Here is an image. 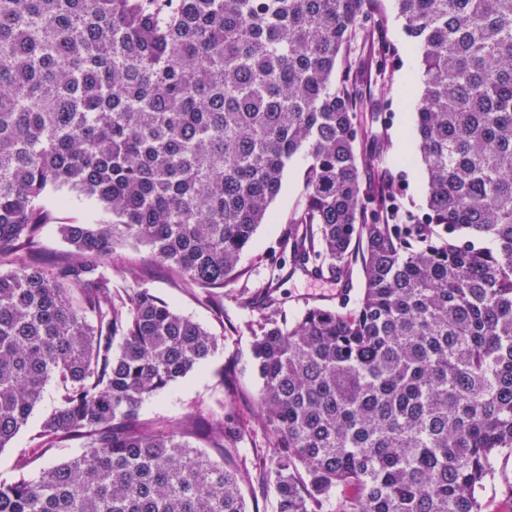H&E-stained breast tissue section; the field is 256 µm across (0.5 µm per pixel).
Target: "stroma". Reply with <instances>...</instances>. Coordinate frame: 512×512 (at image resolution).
<instances>
[{
  "instance_id": "1",
  "label": "stroma",
  "mask_w": 512,
  "mask_h": 512,
  "mask_svg": "<svg viewBox=\"0 0 512 512\" xmlns=\"http://www.w3.org/2000/svg\"><path fill=\"white\" fill-rule=\"evenodd\" d=\"M381 7V19H368L353 29L338 67L351 69L362 92L357 107L362 138L356 145L357 154L364 159L362 179L371 183L386 176L397 182L399 213L405 223L414 224L426 211V173L419 161L415 113L409 107L420 92L419 83L411 79L419 69L418 56L410 48L394 0H381ZM305 169L306 162L299 156L286 165L281 190L270 207L269 222L258 227L240 256L243 275L220 290L218 303L206 301L203 289L181 280L156 261L148 247L133 240H116L108 264L113 282L150 289L178 314L217 337L219 347L205 364L146 399L139 408V418L148 423L161 421L171 428L180 427L198 410L239 420L246 433L232 451V462L246 475L240 489L249 512H274V499L259 474L266 455V439L259 424L262 381L252 357L253 338L242 328L243 322L255 318L256 313L245 307L243 300L263 288L273 270L285 260L279 239L305 205ZM42 204L55 221L44 228L35 250L39 256H71L73 249L60 236L58 225L112 221L111 211L98 200L65 187L48 190ZM363 288L361 262L356 259L348 281L312 277L300 271L286 273L275 296L280 310L294 319L315 304L333 306L344 299L356 300ZM229 368L234 369L235 377L228 387L224 372ZM56 404V384L50 381L27 423L0 449V482L37 477L44 468L81 453L78 440L46 452L38 448L42 422Z\"/></svg>"
}]
</instances>
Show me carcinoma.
Wrapping results in <instances>:
<instances>
[{
  "label": "carcinoma",
  "instance_id": "cac0c4a2",
  "mask_svg": "<svg viewBox=\"0 0 512 512\" xmlns=\"http://www.w3.org/2000/svg\"><path fill=\"white\" fill-rule=\"evenodd\" d=\"M380 0H0V257L32 251L65 185L111 224H61L65 260L0 273V449L57 381L43 447L83 452L0 484V512H248L220 456L243 433L180 429L144 399L218 346L148 288L112 289L117 237L208 296L268 222L286 164L306 203L280 241L293 268L349 277L354 306L245 324L276 512H483L512 455V0H395L420 59L427 205L394 224L392 180L364 185L357 103L336 79ZM276 278L249 298L276 304Z\"/></svg>",
  "mask_w": 512,
  "mask_h": 512
}]
</instances>
